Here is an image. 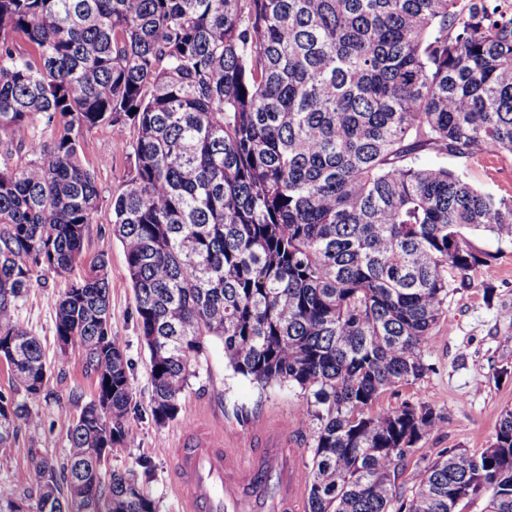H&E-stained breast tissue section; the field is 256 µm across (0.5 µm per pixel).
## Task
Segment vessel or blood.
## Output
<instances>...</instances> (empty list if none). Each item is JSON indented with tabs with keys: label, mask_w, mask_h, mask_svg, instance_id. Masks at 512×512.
Returning a JSON list of instances; mask_svg holds the SVG:
<instances>
[{
	"label": "vessel or blood",
	"mask_w": 512,
	"mask_h": 512,
	"mask_svg": "<svg viewBox=\"0 0 512 512\" xmlns=\"http://www.w3.org/2000/svg\"><path fill=\"white\" fill-rule=\"evenodd\" d=\"M245 441L240 451L210 433L197 442L182 436L175 465L184 512H244L263 503L270 512H301L306 476L284 421L257 419Z\"/></svg>",
	"instance_id": "vessel-or-blood-1"
}]
</instances>
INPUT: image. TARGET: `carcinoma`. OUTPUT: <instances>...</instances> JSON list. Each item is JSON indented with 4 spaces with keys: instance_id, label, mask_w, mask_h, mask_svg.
<instances>
[{
    "instance_id": "carcinoma-1",
    "label": "carcinoma",
    "mask_w": 512,
    "mask_h": 512,
    "mask_svg": "<svg viewBox=\"0 0 512 512\" xmlns=\"http://www.w3.org/2000/svg\"><path fill=\"white\" fill-rule=\"evenodd\" d=\"M497 5L0 0V447L35 418L49 371L13 309L82 254L99 209L85 133L129 124L111 224L156 422L178 416L218 339L236 373L314 398L305 512H456L464 498L512 512V410L488 447L443 450L398 499L397 466L445 417L411 400L374 410L429 371L450 292L481 262L470 236L512 241V198L421 162L512 153V19ZM107 269L102 252L56 301L59 351L81 348L96 378L65 483L38 459L36 496L0 483V512H155L134 473L96 469L136 439Z\"/></svg>"
}]
</instances>
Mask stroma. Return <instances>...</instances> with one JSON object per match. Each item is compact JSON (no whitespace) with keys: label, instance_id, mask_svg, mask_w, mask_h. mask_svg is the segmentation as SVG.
<instances>
[{"label":"stroma","instance_id":"obj_1","mask_svg":"<svg viewBox=\"0 0 512 512\" xmlns=\"http://www.w3.org/2000/svg\"><path fill=\"white\" fill-rule=\"evenodd\" d=\"M127 125H104L87 133L82 142L86 162L94 169L100 193L99 210L86 228L83 254L71 275L46 274L44 287L31 288L13 313L16 322L36 336L50 364L49 381L34 413L39 424L18 421L17 438L11 447L0 448V482L17 493L30 490L31 453L39 451L54 465H61L69 446V427L96 390V379L87 373L84 356L75 351L59 357L54 332V299L66 290L72 278L84 275L100 253L109 256L108 281L112 332L118 336L130 364L133 402L128 421L137 432L134 446L112 451L113 470H138L149 461L150 474L139 483L154 501L156 512H180L173 447L183 432L201 421L221 431H245L247 424L263 414H277L294 426L302 447V461L313 455L316 423L307 412L306 397L296 387L259 389L249 378L234 373L224 357L220 341H212L202 358L198 375L182 399L178 417L157 424L151 414L149 352L136 324L134 293L126 272L123 248L112 235L110 205L131 177L133 160L117 152L120 144L132 142ZM449 167L466 171L482 189L512 197V153L449 158ZM475 247L486 258L471 274L468 287L448 298V309L432 332L425 352L429 371L416 385L384 395L378 410L419 400L434 406L446 417L442 427L424 436L416 452L405 461L406 471L395 482L397 494L410 495V470L425 464L446 448L476 450L487 447L496 426L512 410V243L477 234Z\"/></svg>","mask_w":512,"mask_h":512}]
</instances>
